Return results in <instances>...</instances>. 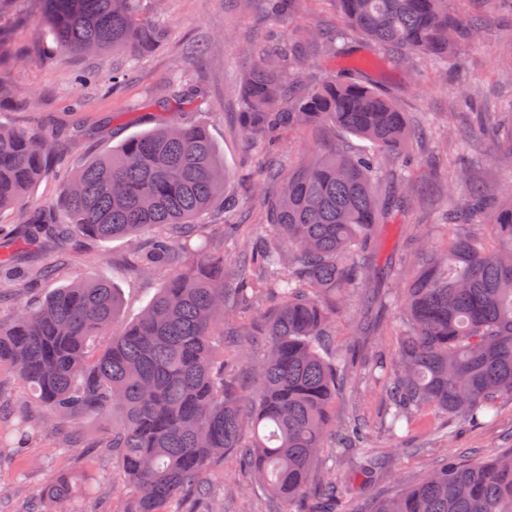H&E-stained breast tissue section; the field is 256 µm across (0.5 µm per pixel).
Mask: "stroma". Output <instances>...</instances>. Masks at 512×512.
<instances>
[{"mask_svg": "<svg viewBox=\"0 0 512 512\" xmlns=\"http://www.w3.org/2000/svg\"><path fill=\"white\" fill-rule=\"evenodd\" d=\"M142 15L167 29L166 44L137 55L109 50L96 56L56 52L40 27L42 0H0V121L53 141L51 167L29 190L33 207L50 212L57 223L65 217L59 205L63 178L84 164L111 153L124 139L154 129L163 122L204 127L230 173L227 192L238 202L242 224L265 221L260 185L268 180L266 164L281 168L297 164L312 146L326 147L333 137L322 129L283 130L275 147L248 138L239 125V87L263 57L317 28L342 24L334 0H299L292 15L274 14L268 0H141ZM461 16L484 12L488 29L478 39L457 48L447 67L395 66L385 54L358 63L356 56H322L305 77L315 84L364 67L379 92L397 96L413 118L430 115L438 138L436 151L421 153L417 185L438 208L448 205L444 172L459 141L470 145L472 175L494 193L512 192V163L506 160L498 135L466 118L468 106L496 112L502 124L512 123V0H448ZM124 70L127 81L113 85L112 73ZM195 89L190 106L169 104L173 91ZM428 211L396 214L378 226L373 239L377 275L355 291L350 305L337 313L334 343L353 361L333 405L336 427L360 418L375 447L386 453L388 466L378 476L350 481L355 469L348 460L336 467L337 482L346 484L349 512H370L376 498L414 485L437 462L452 456L470 463L512 450V400H503L495 416L483 423L460 424L427 408L420 412L406 438H392L385 425L382 382L368 379L365 361L394 360V307L386 295L400 291L403 266L413 240L428 234ZM27 225L12 209L0 210V252L13 253L11 268L0 270V324H9L20 305H34L56 289L90 276L107 279L117 289L121 323L135 320L156 294L164 276L141 275L135 252L148 245L153 230L137 238L97 241L87 237L45 236L26 245ZM41 277L26 283L28 273ZM0 396L9 402L0 419L21 415L40 417L30 390L0 366ZM83 444L74 449L70 469L95 479L93 494L76 503L77 512H124L129 486L112 467V459L97 446L100 430L94 417L81 423ZM72 427L59 424L38 431L23 455L0 465V512H31L34 493L68 443ZM235 455L212 467V484L224 512H278L279 502L246 487Z\"/></svg>", "mask_w": 512, "mask_h": 512, "instance_id": "obj_1", "label": "stroma"}]
</instances>
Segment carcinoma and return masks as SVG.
<instances>
[{
  "instance_id": "carcinoma-1",
  "label": "carcinoma",
  "mask_w": 512,
  "mask_h": 512,
  "mask_svg": "<svg viewBox=\"0 0 512 512\" xmlns=\"http://www.w3.org/2000/svg\"><path fill=\"white\" fill-rule=\"evenodd\" d=\"M43 22L56 47L82 54L128 49L148 53L166 30L139 17V0H43ZM347 27H323L245 78L244 132L270 144L285 127L327 126L367 142L311 151L265 193L269 238L247 252L236 277L224 275V254L192 247L199 220L223 206L224 224L236 200L224 193L227 173L208 132L161 125L132 136L62 183L66 233L109 241L156 227L135 270L153 274L199 256L167 280L137 319L119 329L121 298L103 278L58 289L36 308L22 307L0 328V363L9 364L53 421L78 424L93 414L107 422L98 441L112 466L129 479L127 512H187L211 494L208 471L228 453L239 455L252 483L286 503V512L314 496L316 469L330 473L346 455L362 473L379 465L360 422L346 426L331 453L325 436L346 357L336 350L332 321L357 285L375 271L376 226L392 212L432 209L416 187L407 160L411 140L424 145L426 124L410 126L396 100L369 78H330L316 88L294 73L321 53L385 50L396 66L415 53L432 64L476 39L483 20L463 21L448 0H336ZM288 61V79L280 76ZM50 146L27 130L0 123V209L17 210L32 225L33 243L53 234L51 217L26 206L32 184L49 169ZM460 204L437 214L442 239L413 244L397 360L374 362L389 401L385 420L395 434L433 406L479 423L512 399V196L491 195L471 177L468 148L451 162L448 199ZM277 306L266 325L242 319L264 297ZM106 336L95 360L87 342ZM32 422L0 426V458L18 454ZM85 484L57 466L41 490L51 512H75ZM371 512H512V453L463 464L442 459L411 488L380 498Z\"/></svg>"
}]
</instances>
